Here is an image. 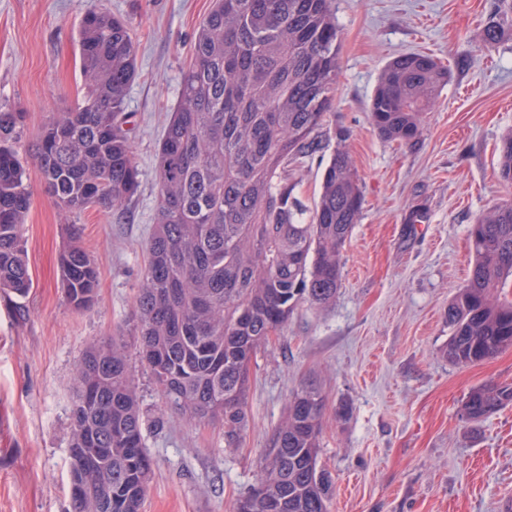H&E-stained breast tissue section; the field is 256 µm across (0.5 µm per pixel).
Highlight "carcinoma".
I'll return each instance as SVG.
<instances>
[{"mask_svg": "<svg viewBox=\"0 0 512 512\" xmlns=\"http://www.w3.org/2000/svg\"><path fill=\"white\" fill-rule=\"evenodd\" d=\"M81 100L41 126L34 159L64 215L120 210L140 187L124 129V100L137 76L126 24L92 5L78 28ZM339 28L331 0H212L182 72L179 103L156 157L158 207L136 297L140 350L164 408L189 424H219L238 444L247 426L250 369L258 349L303 302L323 305L341 286L340 253L363 198L349 153L337 148L313 206L296 196L290 166L321 149L334 109ZM448 84L428 55L390 60L370 102L373 127L413 147L423 115ZM27 113L0 108V291L32 288L22 227L30 209L28 161L17 149ZM512 182V132L500 145ZM473 265L448 304L453 364L482 362L512 347V301L497 289L512 276V202L469 231ZM60 255L62 288L90 307L98 268L76 243ZM70 483L86 489L70 512H142L153 474L127 348L93 342L74 366ZM512 405V384L472 390L464 416L479 421ZM325 397L297 390L275 429L254 489L237 512H327L331 474L320 465Z\"/></svg>", "mask_w": 512, "mask_h": 512, "instance_id": "carcinoma-1", "label": "carcinoma"}]
</instances>
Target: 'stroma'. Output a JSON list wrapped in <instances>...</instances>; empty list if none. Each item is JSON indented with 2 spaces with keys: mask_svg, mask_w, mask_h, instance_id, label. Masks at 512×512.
<instances>
[{
  "mask_svg": "<svg viewBox=\"0 0 512 512\" xmlns=\"http://www.w3.org/2000/svg\"><path fill=\"white\" fill-rule=\"evenodd\" d=\"M98 3L126 20L138 76L125 111L142 172L121 211L62 218L31 162L39 129L81 90L77 26ZM211 0H0V107L28 114L19 145L32 203L23 226L33 286L0 293V512H67L72 371L95 340H124L154 476L142 512H232L255 484L288 398L316 383L326 399L320 463L333 478L328 512H504L512 503V405L474 423L469 393L512 384V348L470 365L441 354L448 303L468 278L469 230L512 201L499 146L512 132V29L484 38L512 0H332L340 30L339 78L325 129H344L364 197L341 252L342 285L322 306L300 304L251 369L247 428L227 447L221 426H192L164 411L139 357L135 300L155 224L156 154L178 104ZM406 52L431 55L451 79L425 115L413 148L383 140L369 102L380 74ZM336 148L296 168L297 194L317 199ZM99 270L94 304L73 308L60 281L65 223ZM350 403L349 420L336 416Z\"/></svg>",
  "mask_w": 512,
  "mask_h": 512,
  "instance_id": "obj_1",
  "label": "stroma"
}]
</instances>
